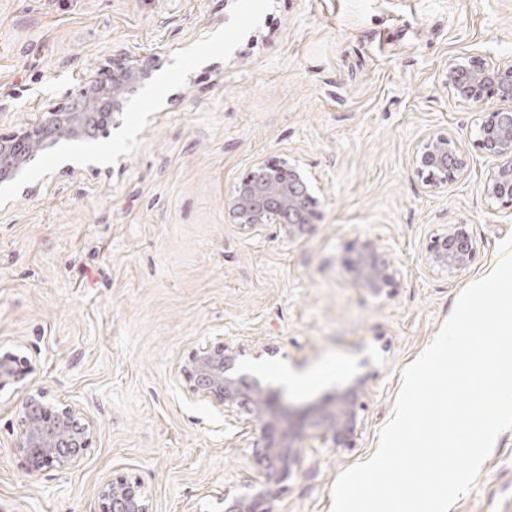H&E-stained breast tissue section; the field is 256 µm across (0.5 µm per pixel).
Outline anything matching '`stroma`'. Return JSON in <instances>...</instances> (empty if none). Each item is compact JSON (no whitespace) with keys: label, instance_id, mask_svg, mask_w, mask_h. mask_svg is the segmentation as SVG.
I'll return each instance as SVG.
<instances>
[{"label":"stroma","instance_id":"stroma-1","mask_svg":"<svg viewBox=\"0 0 512 512\" xmlns=\"http://www.w3.org/2000/svg\"><path fill=\"white\" fill-rule=\"evenodd\" d=\"M512 61V0H0V137L66 107L101 68L152 77L65 170L38 155L0 210V352L36 361L48 399L93 423L66 469L29 471L16 446L21 393L0 390V512H98L117 476L152 512H224L261 477L258 430L195 394L190 354L226 340L301 411L367 377L354 447L301 448L276 512H332V489L370 459L401 372L460 293L491 273L512 205L484 196L496 163L476 144L484 109L451 97L450 66ZM427 132L464 151L431 189L413 156ZM285 159L319 188L318 216L289 239L254 233L231 202L254 165ZM465 225L476 243L451 276L425 261L431 236ZM383 236L401 276L361 288L349 246ZM450 512H512V430Z\"/></svg>","mask_w":512,"mask_h":512}]
</instances>
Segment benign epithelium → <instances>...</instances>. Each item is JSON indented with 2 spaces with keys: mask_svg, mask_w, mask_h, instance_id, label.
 Listing matches in <instances>:
<instances>
[{
  "mask_svg": "<svg viewBox=\"0 0 512 512\" xmlns=\"http://www.w3.org/2000/svg\"><path fill=\"white\" fill-rule=\"evenodd\" d=\"M148 78L142 67L128 65L112 71V82L99 83L82 92L73 104L60 111L49 107L37 121L0 140V180L13 179L22 161H11L26 140L45 142L56 128L76 133H97L114 120L123 108V94ZM445 83L452 96L464 103L487 107L481 123L480 145L497 165L483 186L489 198L512 204V63L486 69L477 61L459 62L446 73ZM421 172L427 173L435 189L448 187L465 167L462 148L448 135L429 133L419 143L413 157ZM255 169L264 171L261 180L248 175L237 187L231 204L236 223L258 232L267 224L288 226V238L303 235L317 217L319 199L294 165L261 161ZM475 252L466 227L446 228L430 240L426 263L450 274L465 271ZM349 260L361 285L375 294L397 287L401 271L391 257V245L380 236L367 237L352 250ZM239 351L225 341L206 343L190 356L182 371L192 390L204 400L232 412L242 405L251 407V422L259 427L261 449L257 463L261 479L248 490L224 495V512H274L279 485L297 476L302 459L299 444L308 447L351 448L363 419L361 398L366 380L360 379L318 407L309 418L286 416L280 404V391L236 367ZM36 368L27 359L6 351L0 355V389L25 384ZM21 425L17 448L28 469L40 471L66 468L78 463L91 443V423L81 421V412L70 404L52 403L40 390L26 389L21 403ZM99 512H151L150 496L137 479L118 476L98 490Z\"/></svg>",
  "mask_w": 512,
  "mask_h": 512,
  "instance_id": "benign-epithelium-1",
  "label": "benign epithelium"
}]
</instances>
